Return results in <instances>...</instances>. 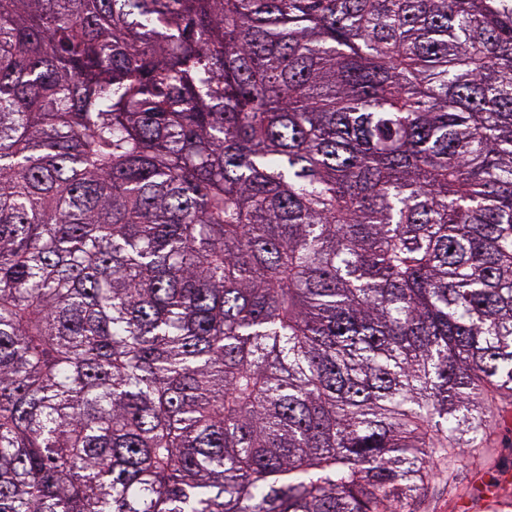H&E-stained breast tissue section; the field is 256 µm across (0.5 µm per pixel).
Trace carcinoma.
<instances>
[{
  "label": "carcinoma",
  "instance_id": "1",
  "mask_svg": "<svg viewBox=\"0 0 512 512\" xmlns=\"http://www.w3.org/2000/svg\"><path fill=\"white\" fill-rule=\"evenodd\" d=\"M512 403V0H0V512H419Z\"/></svg>",
  "mask_w": 512,
  "mask_h": 512
}]
</instances>
